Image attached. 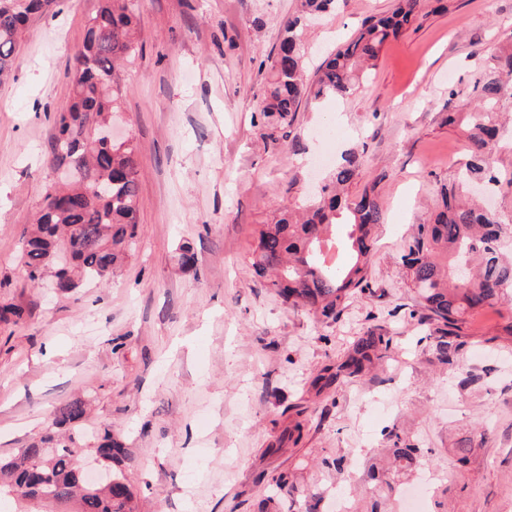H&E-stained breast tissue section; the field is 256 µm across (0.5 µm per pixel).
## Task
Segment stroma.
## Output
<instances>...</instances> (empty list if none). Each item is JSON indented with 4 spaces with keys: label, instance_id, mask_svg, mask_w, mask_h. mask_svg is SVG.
Listing matches in <instances>:
<instances>
[{
    "label": "stroma",
    "instance_id": "stroma-1",
    "mask_svg": "<svg viewBox=\"0 0 512 512\" xmlns=\"http://www.w3.org/2000/svg\"><path fill=\"white\" fill-rule=\"evenodd\" d=\"M97 4L54 0L0 83V306L23 311L0 321V459L81 398L89 425L128 450L137 512H336L324 459H357L354 483L369 490L392 432L426 451L428 512H512V302L466 317L457 364L439 363L400 260L455 176L448 150L468 131L447 115L474 107L473 74L512 43V0H426L366 79L303 105L286 131L258 106L296 0H136L112 123L138 147L137 247L107 282L61 296L30 283L19 254L53 182L54 116ZM393 5L348 0L319 19L309 67ZM504 140L491 200L508 217L512 127ZM331 145L358 151L356 185H374L383 210L369 289L335 321L288 306L251 266L261 225L326 177L316 160ZM185 246L194 264H181ZM370 328L395 355L316 390ZM283 473L290 484L276 486Z\"/></svg>",
    "mask_w": 512,
    "mask_h": 512
}]
</instances>
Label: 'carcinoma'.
I'll return each instance as SVG.
<instances>
[{"label":"carcinoma","instance_id":"cac0c4a2","mask_svg":"<svg viewBox=\"0 0 512 512\" xmlns=\"http://www.w3.org/2000/svg\"><path fill=\"white\" fill-rule=\"evenodd\" d=\"M134 0H100L74 52L71 95L55 115L52 166L68 184L49 186L31 231L25 232L19 260L36 283L46 275L62 296L84 281H103L131 256L137 237L139 162L136 146L108 141L121 89L116 71L136 49ZM347 0H299L270 55L267 86L260 111L279 126H290L303 100L346 95L383 46L412 28L422 0H396L389 15L365 19L358 32L321 63L313 79L305 71V30L311 18L336 10ZM52 0H0V79L10 75L22 34ZM512 49L486 58L476 80L479 100L466 119L468 159L457 177L439 188L441 204L433 222L423 224L401 260L425 318L436 324L433 350L439 361L454 362V329L464 317L502 301H512V220L485 210L470 188L497 184L493 152L500 114L512 102ZM360 167L350 151L336 164L318 195L302 204L303 212L283 211L262 225L253 249V267L270 277L283 302L340 316L349 299L367 287L373 234L382 223L374 187L351 192ZM346 255L342 262L333 252ZM392 354V339L373 330L358 337L337 371L358 376ZM81 399L59 407L51 418L55 431L0 460V503H48L73 512H135L134 492L123 465L126 449L103 428L88 439L78 422L85 416ZM391 467L406 475L421 449H389ZM93 455L112 474L110 486H88L79 474L81 458ZM375 491L366 512H384L382 498L394 482L372 476Z\"/></svg>","mask_w":512,"mask_h":512}]
</instances>
